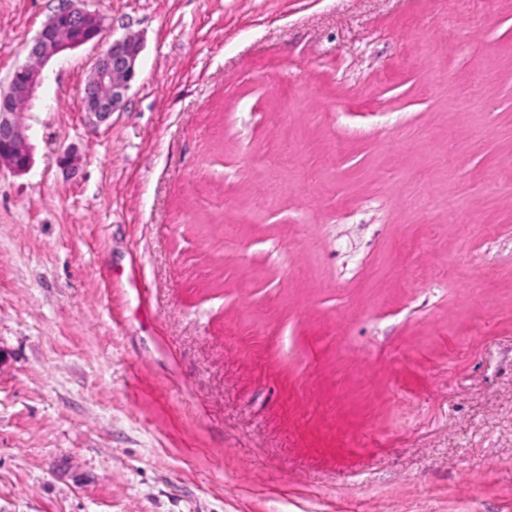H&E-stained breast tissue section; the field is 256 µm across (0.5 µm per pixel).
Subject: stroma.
I'll return each mask as SVG.
<instances>
[{"mask_svg":"<svg viewBox=\"0 0 512 512\" xmlns=\"http://www.w3.org/2000/svg\"><path fill=\"white\" fill-rule=\"evenodd\" d=\"M84 4L144 48L0 170V512H512V0ZM143 44L135 35L113 39L99 52L84 88L82 104L86 120L92 127L108 124L127 98L137 75Z\"/></svg>","mask_w":512,"mask_h":512,"instance_id":"obj_1","label":"stroma"}]
</instances>
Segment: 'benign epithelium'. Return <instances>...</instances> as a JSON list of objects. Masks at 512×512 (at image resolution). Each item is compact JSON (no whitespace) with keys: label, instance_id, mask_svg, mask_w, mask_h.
<instances>
[{"label":"benign epithelium","instance_id":"benign-epithelium-1","mask_svg":"<svg viewBox=\"0 0 512 512\" xmlns=\"http://www.w3.org/2000/svg\"><path fill=\"white\" fill-rule=\"evenodd\" d=\"M100 34L98 12L77 6L75 0H59L29 43L28 62L15 69L10 88L0 93V168L6 166L15 173H23L32 164L22 115L35 106L47 63L65 50L99 41ZM142 49L140 38L126 34L99 52L82 97L89 125L99 127L108 123L123 107L137 75Z\"/></svg>","mask_w":512,"mask_h":512}]
</instances>
